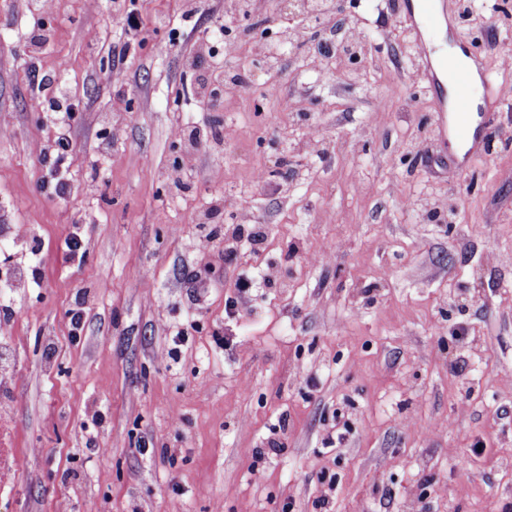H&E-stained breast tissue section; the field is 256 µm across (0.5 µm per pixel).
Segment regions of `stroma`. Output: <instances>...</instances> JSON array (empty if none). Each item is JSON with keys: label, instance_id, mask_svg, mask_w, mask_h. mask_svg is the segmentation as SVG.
<instances>
[{"label": "stroma", "instance_id": "stroma-1", "mask_svg": "<svg viewBox=\"0 0 512 512\" xmlns=\"http://www.w3.org/2000/svg\"><path fill=\"white\" fill-rule=\"evenodd\" d=\"M237 2L0 0V267L42 271L0 281L21 402L0 512H512V103L460 166L420 64L444 40L399 0H336L364 54L333 79L301 47L260 69L288 17L248 0L227 68L250 82L215 109L205 47ZM447 2L448 39L512 55V0Z\"/></svg>", "mask_w": 512, "mask_h": 512}]
</instances>
